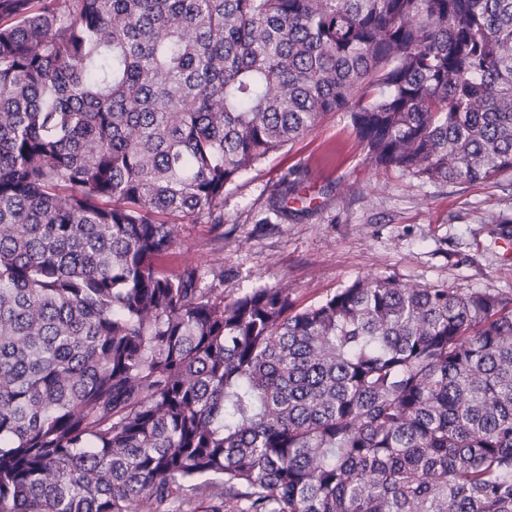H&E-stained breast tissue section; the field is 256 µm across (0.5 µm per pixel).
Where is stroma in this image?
Returning a JSON list of instances; mask_svg holds the SVG:
<instances>
[{
	"label": "stroma",
	"mask_w": 512,
	"mask_h": 512,
	"mask_svg": "<svg viewBox=\"0 0 512 512\" xmlns=\"http://www.w3.org/2000/svg\"><path fill=\"white\" fill-rule=\"evenodd\" d=\"M297 170V215L272 211L281 175ZM512 176L432 183L376 168L335 112L224 190V222L186 224L165 271L224 272V295L288 288L295 306L365 276L454 291L512 292Z\"/></svg>",
	"instance_id": "obj_1"
}]
</instances>
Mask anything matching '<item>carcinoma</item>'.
<instances>
[{
  "mask_svg": "<svg viewBox=\"0 0 512 512\" xmlns=\"http://www.w3.org/2000/svg\"><path fill=\"white\" fill-rule=\"evenodd\" d=\"M331 112L385 169L511 174L512 0H0V512L212 476L246 512H512V296L158 265Z\"/></svg>",
  "mask_w": 512,
  "mask_h": 512,
  "instance_id": "cac0c4a2",
  "label": "carcinoma"
}]
</instances>
